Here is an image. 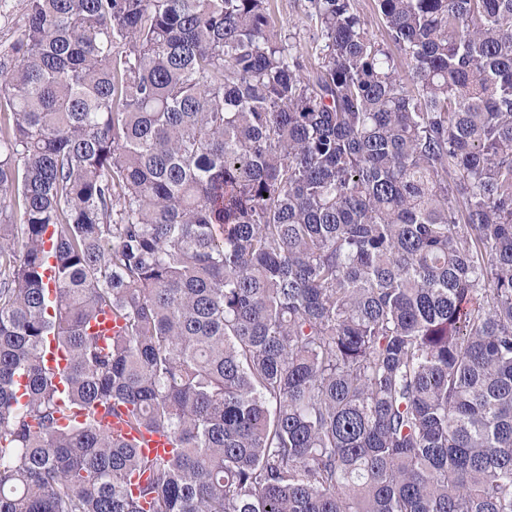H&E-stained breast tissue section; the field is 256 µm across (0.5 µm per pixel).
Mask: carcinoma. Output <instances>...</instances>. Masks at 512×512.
Here are the masks:
<instances>
[{"instance_id":"cac0c4a2","label":"carcinoma","mask_w":512,"mask_h":512,"mask_svg":"<svg viewBox=\"0 0 512 512\" xmlns=\"http://www.w3.org/2000/svg\"><path fill=\"white\" fill-rule=\"evenodd\" d=\"M375 2L25 0L0 512H512V0ZM275 5L276 20L288 31L295 50L305 57L311 56L312 61L316 58L317 62L316 52L319 50L315 52V48L320 41L317 40L316 25L309 18L307 0H277ZM355 8L367 20L370 33L379 42L389 43L387 30L377 12L374 0H354ZM112 433L121 434L129 441H135L143 454L149 457H167L172 448L166 437L149 432H136L126 427L118 418L111 419Z\"/></svg>"}]
</instances>
